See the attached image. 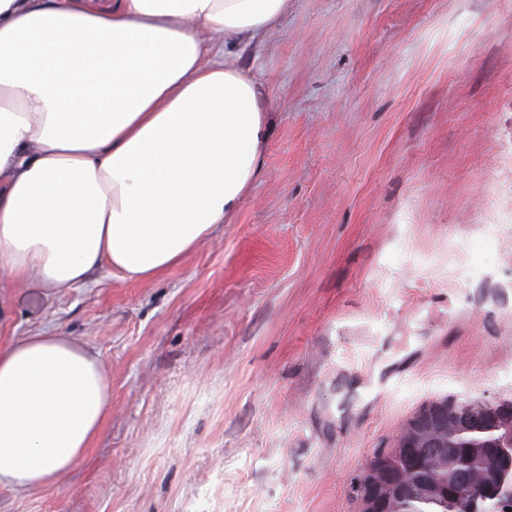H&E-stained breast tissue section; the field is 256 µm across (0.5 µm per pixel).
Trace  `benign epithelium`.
Listing matches in <instances>:
<instances>
[{"mask_svg": "<svg viewBox=\"0 0 512 512\" xmlns=\"http://www.w3.org/2000/svg\"><path fill=\"white\" fill-rule=\"evenodd\" d=\"M491 424L512 443V404L498 408L481 400L434 401L408 423L397 440L407 454L417 448H446L448 439ZM399 495V486L386 478L366 480L362 487V512H386L385 505Z\"/></svg>", "mask_w": 512, "mask_h": 512, "instance_id": "7a95c632", "label": "benign epithelium"}]
</instances>
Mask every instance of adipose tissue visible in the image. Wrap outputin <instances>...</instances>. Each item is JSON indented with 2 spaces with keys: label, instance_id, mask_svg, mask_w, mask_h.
I'll use <instances>...</instances> for the list:
<instances>
[{
  "label": "adipose tissue",
  "instance_id": "obj_1",
  "mask_svg": "<svg viewBox=\"0 0 512 512\" xmlns=\"http://www.w3.org/2000/svg\"><path fill=\"white\" fill-rule=\"evenodd\" d=\"M290 0H0V322L5 293L106 268L151 280L227 223L258 180L264 86L221 46ZM112 413L71 336L0 343V488L69 473Z\"/></svg>",
  "mask_w": 512,
  "mask_h": 512
}]
</instances>
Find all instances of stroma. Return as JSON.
<instances>
[{"mask_svg": "<svg viewBox=\"0 0 512 512\" xmlns=\"http://www.w3.org/2000/svg\"><path fill=\"white\" fill-rule=\"evenodd\" d=\"M224 54L261 175L156 279L11 294L0 341L98 352L112 416L0 512H360L424 403L512 400V0H290Z\"/></svg>", "mask_w": 512, "mask_h": 512, "instance_id": "35a3bbf8", "label": "stroma"}]
</instances>
